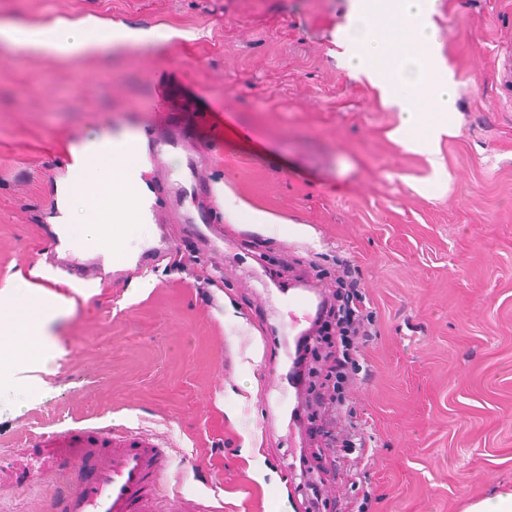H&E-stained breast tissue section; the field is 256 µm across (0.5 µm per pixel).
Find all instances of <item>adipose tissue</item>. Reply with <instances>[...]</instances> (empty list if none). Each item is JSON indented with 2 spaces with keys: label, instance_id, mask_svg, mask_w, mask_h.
Listing matches in <instances>:
<instances>
[{
  "label": "adipose tissue",
  "instance_id": "obj_1",
  "mask_svg": "<svg viewBox=\"0 0 512 512\" xmlns=\"http://www.w3.org/2000/svg\"><path fill=\"white\" fill-rule=\"evenodd\" d=\"M165 34L157 30H140L122 25H104L92 22L56 23L40 28L0 26V45L25 47L46 57L77 62L109 47L127 45L148 46L165 41ZM97 140L91 139L80 149L81 167L55 185V210L52 223L58 236H65L68 225L86 227L85 246L96 253L112 247L130 252L127 236L105 242L90 216L87 204L89 189L103 186L111 191L112 206L105 215V223L147 224L144 202L152 193L141 186L139 196L125 192L119 182L122 171L134 168L138 156H109L97 149ZM216 193L224 201V218L231 224H250L261 234L281 237V219L272 214L234 203L225 188ZM58 277L45 265H35L16 281L0 287V404L22 405L24 395L17 385V373L49 372L55 356L53 348L43 340V325L49 313L75 306L76 299L51 290Z\"/></svg>",
  "mask_w": 512,
  "mask_h": 512
}]
</instances>
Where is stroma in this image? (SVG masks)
Returning a JSON list of instances; mask_svg holds the SVG:
<instances>
[{
	"label": "stroma",
	"mask_w": 512,
	"mask_h": 512,
	"mask_svg": "<svg viewBox=\"0 0 512 512\" xmlns=\"http://www.w3.org/2000/svg\"><path fill=\"white\" fill-rule=\"evenodd\" d=\"M345 0H0V23L83 18L151 26L169 41L73 65L0 49V285L45 261L65 280L50 222L61 163L50 144L141 134L159 82L217 108L224 144L199 158L212 200L304 226L266 237L223 224V242L170 222L155 285L105 273L102 291L48 316L58 351L28 402L0 409V512H50L67 471L29 476L41 433L122 426L158 435L170 489L215 512H308L299 456L312 441L295 395L267 409L294 352L288 299L301 274L358 266L377 336L348 396L374 454L369 512H463L512 489V0H440L434 21L456 84L442 138L447 182L390 134L399 113L349 76L333 35ZM256 384L253 401L235 392ZM259 434L262 469L243 455Z\"/></svg>",
	"instance_id": "1"
}]
</instances>
